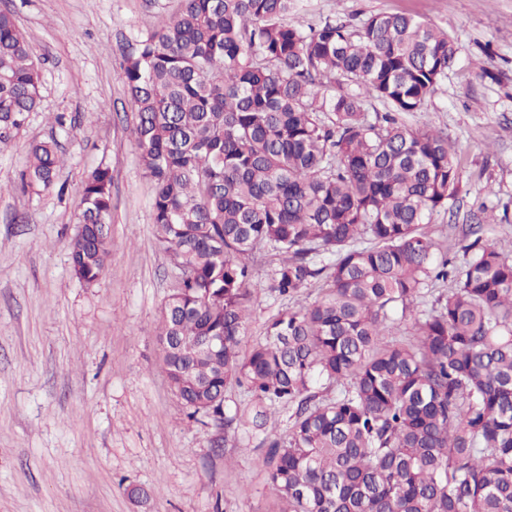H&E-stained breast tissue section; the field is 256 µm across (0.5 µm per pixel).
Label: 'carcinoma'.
<instances>
[{
	"label": "carcinoma",
	"instance_id": "1",
	"mask_svg": "<svg viewBox=\"0 0 512 512\" xmlns=\"http://www.w3.org/2000/svg\"><path fill=\"white\" fill-rule=\"evenodd\" d=\"M177 2L123 63L156 240L176 271L158 331L172 392L191 418L262 436L283 512H512V255L471 225L465 261L448 267L426 226L457 202L459 156L443 131L396 118L423 108L459 46L409 14L304 27L289 21L298 0ZM40 87L27 36L0 10V145ZM368 97L387 109L374 122ZM63 161L55 142L31 145L21 186L50 188ZM111 210L100 167L69 242L88 286L112 250ZM267 254L272 292L317 284L320 296L251 343ZM406 319L416 340H388ZM229 385L247 412L226 414ZM283 408L288 433L273 436Z\"/></svg>",
	"mask_w": 512,
	"mask_h": 512
}]
</instances>
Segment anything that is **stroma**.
<instances>
[{"instance_id": "stroma-1", "label": "stroma", "mask_w": 512, "mask_h": 512, "mask_svg": "<svg viewBox=\"0 0 512 512\" xmlns=\"http://www.w3.org/2000/svg\"><path fill=\"white\" fill-rule=\"evenodd\" d=\"M300 22L405 13L448 32L457 65L424 109L400 114L462 148V194L429 229L463 262L462 230L493 208L488 238L512 244V0H303ZM29 38L41 101L0 149V512H281L258 466L259 442L189 419L171 391L157 331L176 284L155 238L152 187L128 136L135 106L121 64L158 9L144 0H0ZM64 114V125L52 117ZM56 140L55 185L23 191L29 146ZM112 172V251L99 283L70 272L69 241L87 175ZM250 340L285 306L265 282ZM141 487L149 498L131 497Z\"/></svg>"}]
</instances>
